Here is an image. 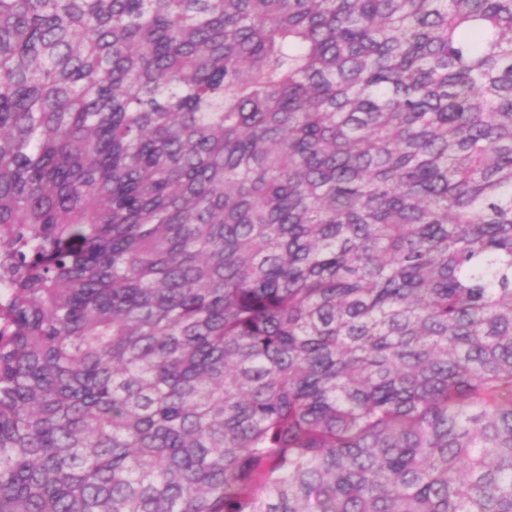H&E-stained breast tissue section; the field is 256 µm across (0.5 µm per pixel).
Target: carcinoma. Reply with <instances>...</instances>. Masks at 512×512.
Listing matches in <instances>:
<instances>
[{
    "instance_id": "obj_1",
    "label": "carcinoma",
    "mask_w": 512,
    "mask_h": 512,
    "mask_svg": "<svg viewBox=\"0 0 512 512\" xmlns=\"http://www.w3.org/2000/svg\"><path fill=\"white\" fill-rule=\"evenodd\" d=\"M0 512H512V0H0Z\"/></svg>"
}]
</instances>
